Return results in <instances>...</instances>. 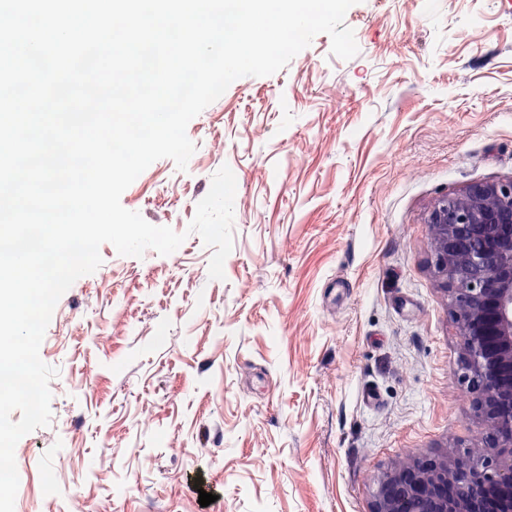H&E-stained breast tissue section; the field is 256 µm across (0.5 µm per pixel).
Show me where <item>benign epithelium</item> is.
I'll list each match as a JSON object with an SVG mask.
<instances>
[{
  "label": "benign epithelium",
  "instance_id": "1",
  "mask_svg": "<svg viewBox=\"0 0 512 512\" xmlns=\"http://www.w3.org/2000/svg\"><path fill=\"white\" fill-rule=\"evenodd\" d=\"M429 223L481 431L462 452L382 474L370 512H512V181L444 197Z\"/></svg>",
  "mask_w": 512,
  "mask_h": 512
}]
</instances>
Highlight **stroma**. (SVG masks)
Returning a JSON list of instances; mask_svg holds the SVG:
<instances>
[{
    "label": "stroma",
    "mask_w": 512,
    "mask_h": 512,
    "mask_svg": "<svg viewBox=\"0 0 512 512\" xmlns=\"http://www.w3.org/2000/svg\"><path fill=\"white\" fill-rule=\"evenodd\" d=\"M344 24L355 57L320 34L235 80L189 122L186 170L157 160L123 192L185 240L102 244L57 302L52 420L16 445L15 512H369L398 461L473 445L429 215L512 179V0H357ZM224 165L213 280L187 228Z\"/></svg>",
    "instance_id": "1"
}]
</instances>
